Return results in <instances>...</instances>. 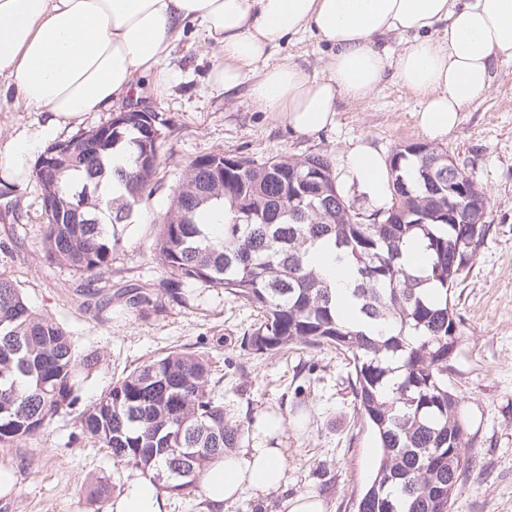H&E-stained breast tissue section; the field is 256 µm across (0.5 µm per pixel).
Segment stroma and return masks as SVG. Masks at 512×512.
Segmentation results:
<instances>
[{
    "label": "stroma",
    "mask_w": 512,
    "mask_h": 512,
    "mask_svg": "<svg viewBox=\"0 0 512 512\" xmlns=\"http://www.w3.org/2000/svg\"><path fill=\"white\" fill-rule=\"evenodd\" d=\"M326 56V47L310 34L282 41L273 54L316 71ZM219 61L213 46L187 32L165 61L175 81L164 89L144 85L136 103L166 121L161 164L152 194L121 232L112 265L101 276L42 257L41 187L32 174L9 177L1 171L0 277L12 281L34 311L61 322L79 349L99 353L97 367L78 379L83 405L94 404L122 373L181 349L213 355L234 420L282 419L277 440L286 457L287 485L261 497L244 492L226 502L224 512H287L296 495L307 493L322 500L326 512H353L378 450L356 417L344 355L313 348L252 354L241 343L255 319L251 306L223 289L194 283L182 284L179 297L171 298L170 275L151 252L173 191L195 157L220 152L263 161L320 153L331 158L341 178L346 153L359 140L386 158L399 146L423 141L415 118L420 100L389 82L366 101L340 99L332 126L303 135L252 106L247 86L228 96L212 90L210 76ZM46 120L13 94L0 95V153L10 151L22 130ZM438 147L473 173L490 199L491 230L451 292L461 336L448 386L462 400L474 439L453 512H512V57L496 60L488 92L461 113L457 128ZM131 283L149 284L157 308L140 314L114 298L116 288ZM0 469L12 471L17 484L0 496V512H98L94 488L105 483L119 494L132 474L83 437L71 414L1 445Z\"/></svg>",
    "instance_id": "35a3bbf8"
}]
</instances>
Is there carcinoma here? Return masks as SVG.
<instances>
[{"label": "carcinoma", "instance_id": "cac0c4a2", "mask_svg": "<svg viewBox=\"0 0 512 512\" xmlns=\"http://www.w3.org/2000/svg\"><path fill=\"white\" fill-rule=\"evenodd\" d=\"M160 130L156 112H128L121 120L45 149L52 171L33 175L42 194L59 202L44 210V257L90 277L112 266L119 228L130 223L151 194L161 142H146V124ZM99 149L88 153L85 142ZM125 146L132 166L117 171L124 193L102 217L95 195L105 160ZM442 151L410 143L391 158V201L361 212L339 190L324 154L224 159L220 152L191 160L172 206L158 225L153 260L171 276L169 293L182 282L224 291L258 311L242 337L253 354L293 346L335 349L351 367L354 409L370 428L380 456L355 502V512H449L467 466L468 437L459 397L448 387V347L458 345L461 321L450 290L490 231L489 201L470 173L460 179L480 198L481 223H464V210L448 206V168ZM414 166L406 175L403 162ZM224 165L216 183L212 163ZM309 179L312 195L291 201L293 177ZM407 191H400L401 186ZM219 202L231 214L223 235L197 223L201 209ZM430 256L426 272L402 262L407 239ZM319 240L331 242L356 274L352 291L360 321L345 322L336 293L306 255ZM141 311L154 304L140 287L124 291ZM99 353L78 349L55 319L33 311L18 288L0 278V443L10 444L77 414L81 431L126 466L168 471L186 461L184 474L160 483L177 496L199 488L206 462L237 448L244 425L228 417L209 355L172 350L116 379L93 405L80 407L76 377L92 370Z\"/></svg>", "mask_w": 512, "mask_h": 512}]
</instances>
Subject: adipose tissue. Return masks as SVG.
Returning a JSON list of instances; mask_svg holds the SVG:
<instances>
[{"instance_id": "1", "label": "adipose tissue", "mask_w": 512, "mask_h": 512, "mask_svg": "<svg viewBox=\"0 0 512 512\" xmlns=\"http://www.w3.org/2000/svg\"><path fill=\"white\" fill-rule=\"evenodd\" d=\"M189 25L222 56L216 91L235 92L253 74L250 103L304 135L333 124L340 98L363 102L394 81L420 98L422 133L444 140L485 94L494 62L512 56V0H0V78L49 115L17 135L6 168L21 173L66 124L137 96L140 81L171 84L164 61ZM306 32L328 50L322 73L290 59L271 63L279 40ZM392 34L407 39L396 53L386 43ZM344 183L374 205L389 200V167L366 141L348 150ZM308 260L344 297L343 319L354 320L352 268L323 245ZM281 427L256 418L251 446L204 467L200 489L212 512L242 490L262 496L285 484L282 451L270 443ZM166 499L151 472L136 471L112 512H165Z\"/></svg>"}]
</instances>
